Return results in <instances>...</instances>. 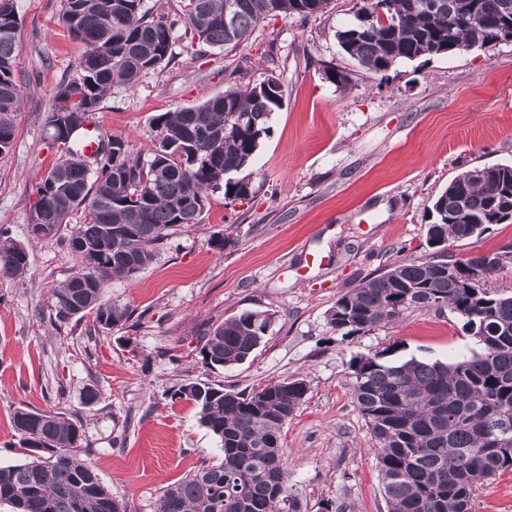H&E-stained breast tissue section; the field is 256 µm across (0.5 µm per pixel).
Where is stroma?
I'll use <instances>...</instances> for the list:
<instances>
[{"label": "stroma", "instance_id": "obj_1", "mask_svg": "<svg viewBox=\"0 0 512 512\" xmlns=\"http://www.w3.org/2000/svg\"><path fill=\"white\" fill-rule=\"evenodd\" d=\"M356 0L325 13L266 19L237 48L173 46L169 62L135 89L103 98L102 136L148 153L161 113L223 93L230 80L279 77L283 107L270 119L243 203L210 194L197 224L177 227L153 262L112 280L106 301L140 314L102 329L93 315L59 324L50 291L78 260L66 241L28 240L35 185L56 157L46 127L55 88L82 52L57 24L60 0H15L23 104L0 155V227L28 252L23 278L0 274V466L23 463L17 408L63 412L82 425V459L130 512H155L164 489L222 456L219 439L180 398L188 383L250 391L285 378L308 385L282 431L289 481L302 512L325 504L388 512L378 447L353 401L352 363L390 346L402 358L448 361L475 342L449 310H416L344 336L328 323L342 294L405 257L423 259L427 215L461 171L512 164V42L368 73L342 51L336 30L355 22ZM350 77L341 88L325 68ZM273 313L246 362L206 365L201 336L244 310ZM99 397L86 402L87 387Z\"/></svg>", "mask_w": 512, "mask_h": 512}]
</instances>
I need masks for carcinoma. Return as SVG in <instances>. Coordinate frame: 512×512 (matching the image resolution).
Instances as JSON below:
<instances>
[{"label":"carcinoma","instance_id":"obj_1","mask_svg":"<svg viewBox=\"0 0 512 512\" xmlns=\"http://www.w3.org/2000/svg\"><path fill=\"white\" fill-rule=\"evenodd\" d=\"M182 0L181 20L144 0H61L59 21L84 51L77 74L57 86L46 125L64 122L50 140L60 155L37 184L30 217L54 239L79 213L68 246L79 266L52 291L60 309L77 321L94 314L104 329L132 318L125 306L103 300L106 284L148 266L154 248L181 224L201 222L209 192L248 199L249 168L284 102L274 74L255 84H234L205 102L153 118L154 148L142 156L119 136L98 140L92 156L80 140L89 116L115 86L134 89L141 77L170 59L183 22L186 50L234 47L248 41L267 17L325 12L330 0ZM356 24L336 31L341 49L366 71L382 75L402 61L448 54V47H483L486 33L512 29V0H360ZM14 0H0V154L15 137L12 120L22 101L14 74L19 54ZM485 170L473 179L468 173ZM479 224H512V164L459 173L434 200L427 242L454 243L479 236ZM512 250L466 257L469 275L448 272L441 254L405 257L365 277L329 310L331 328L348 336L393 322L408 312L446 308L462 321L478 349L443 363L391 357L390 349L356 360L354 403L379 453L389 512H473L481 481L512 470V296L488 287L506 269L491 261ZM24 246L0 238V273L22 278ZM273 314L243 310L214 327L200 349L213 367L247 361L271 326ZM199 407V421L220 439L223 457L205 462L166 487L157 512H301L288 486L282 429L304 402L303 378H286L252 392L206 383L181 387ZM13 423L21 464L0 466V501L13 512H127L77 452L81 425L62 413L19 408Z\"/></svg>","mask_w":512,"mask_h":512}]
</instances>
